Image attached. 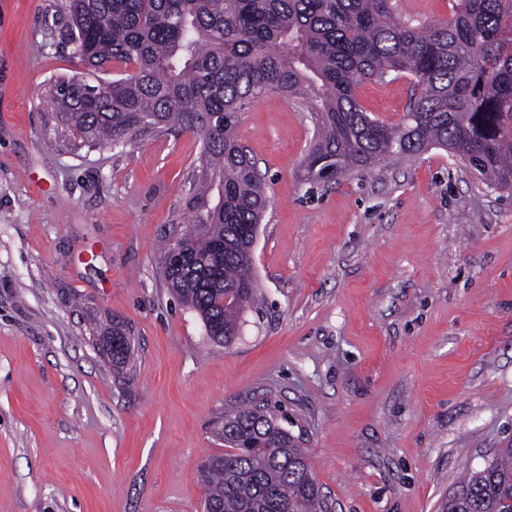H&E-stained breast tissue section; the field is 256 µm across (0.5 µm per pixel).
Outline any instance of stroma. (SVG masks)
I'll return each mask as SVG.
<instances>
[{
    "instance_id": "obj_1",
    "label": "stroma",
    "mask_w": 512,
    "mask_h": 512,
    "mask_svg": "<svg viewBox=\"0 0 512 512\" xmlns=\"http://www.w3.org/2000/svg\"><path fill=\"white\" fill-rule=\"evenodd\" d=\"M67 0H0V512H203L214 426L258 398L301 434L332 512H441L512 444V193L432 149L330 186L300 178L306 108L241 112L270 206L259 305L231 345L166 287L200 137L70 150ZM407 78L358 99L388 123ZM121 323L133 369L93 340Z\"/></svg>"
}]
</instances>
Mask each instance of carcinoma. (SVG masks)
<instances>
[{"label":"carcinoma","instance_id":"obj_1","mask_svg":"<svg viewBox=\"0 0 512 512\" xmlns=\"http://www.w3.org/2000/svg\"><path fill=\"white\" fill-rule=\"evenodd\" d=\"M452 16L416 25L395 0H69L66 36L88 72L58 79L51 101L75 149H104L150 131L202 138L182 233L194 260L160 251L174 295L206 335L230 344L258 300L253 277L268 207L257 162L235 134L240 112L278 92L307 104L314 131L303 181L330 184L428 148L461 159L491 189L512 191V0H454ZM114 62L132 71L102 78ZM410 78L402 121L365 112L364 80ZM120 372L130 338L95 337ZM260 401L224 414L222 454L199 477L204 512H328L308 455ZM445 512H512V445L458 482Z\"/></svg>","mask_w":512,"mask_h":512}]
</instances>
